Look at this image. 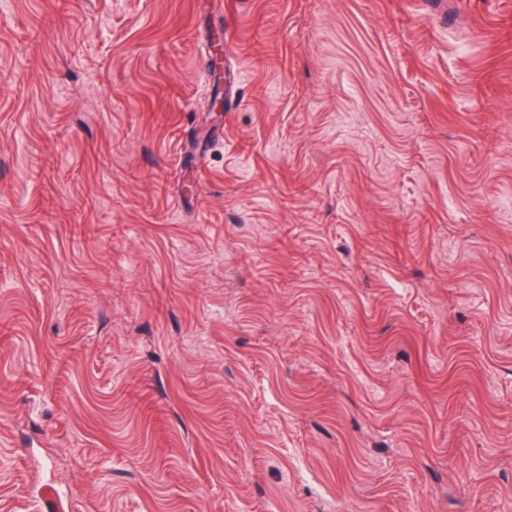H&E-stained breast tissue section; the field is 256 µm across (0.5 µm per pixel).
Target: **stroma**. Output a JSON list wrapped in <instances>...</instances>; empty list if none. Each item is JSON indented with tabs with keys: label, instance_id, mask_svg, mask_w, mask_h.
Listing matches in <instances>:
<instances>
[{
	"label": "stroma",
	"instance_id": "1",
	"mask_svg": "<svg viewBox=\"0 0 512 512\" xmlns=\"http://www.w3.org/2000/svg\"><path fill=\"white\" fill-rule=\"evenodd\" d=\"M44 485L512 512V0H0V512Z\"/></svg>",
	"mask_w": 512,
	"mask_h": 512
}]
</instances>
